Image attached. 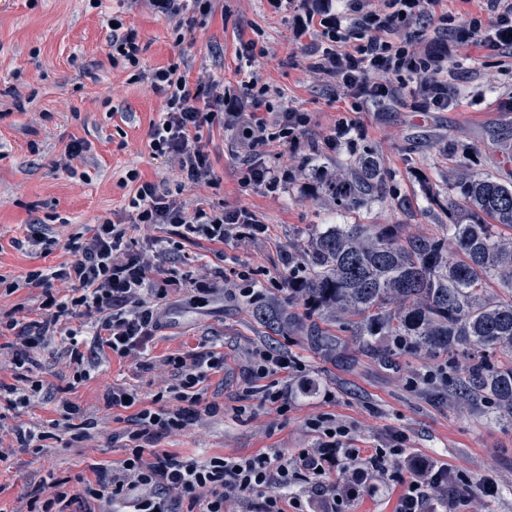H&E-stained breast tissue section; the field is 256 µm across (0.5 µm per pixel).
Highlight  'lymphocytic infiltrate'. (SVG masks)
Here are the masks:
<instances>
[{"label": "lymphocytic infiltrate", "instance_id": "obj_1", "mask_svg": "<svg viewBox=\"0 0 512 512\" xmlns=\"http://www.w3.org/2000/svg\"><path fill=\"white\" fill-rule=\"evenodd\" d=\"M148 2L156 13L173 20L177 32L193 29L198 17L208 16L214 8V0ZM487 2V18L469 22L472 34L480 41L512 48V0ZM436 5L437 0H383L382 9L366 12L362 0H304L293 22L296 34L318 31L323 48L310 67L333 78L352 100L354 111L406 89L415 98L417 111L445 112L454 106L441 78L447 56L400 33L405 23L416 21L435 34L453 35L455 16L437 11ZM108 47L112 67L135 70L137 79L150 80L164 94L160 118L151 126L149 148L153 157L176 165L183 184L212 181L213 167L201 146V131L222 126L234 129L240 145L248 150L242 184L271 192L281 189L285 178L279 166H261L255 158L271 144L296 150L309 118L296 109L275 107L257 71H250L233 89L216 79L190 82L175 63L142 71L139 34L132 28L113 33ZM126 180L133 192L122 218L92 225L82 241L68 242L70 261L34 269L21 282L0 276L6 294L27 287L41 289L43 295L37 317H29L20 305L4 325L17 355L12 362L13 383L0 382V401L5 404L0 432L11 436L7 445H0V463L34 446L32 432L6 428L4 420L7 410L28 406L41 392L37 355L54 343L61 319L86 320L69 331L65 347L73 380L79 383L90 378L107 354L133 358L147 354L163 328L162 305L185 284L180 268L193 262L184 251L186 244L199 239L221 243L231 236L254 239L267 231L248 208L227 211L201 202L189 212L172 190L142 180L138 172L128 171ZM143 224L163 227L166 234L142 242L133 231ZM175 253L181 256L180 266L163 267V260ZM162 363L174 382L150 403L137 404L122 385L105 395L107 408L129 412L121 433L126 456L120 464L93 465L91 476L80 479L74 488L63 479L40 484L38 497L27 502L26 512H117L121 505L131 512H224L225 503L240 495L257 497L259 512H312L316 506L323 512H343L341 501L327 497L323 481L328 462L341 459L385 480L404 483L396 512H427L430 491L447 484L466 489L471 484L464 474L425 464L418 465L414 484H405L393 467L402 453L399 444L368 454L347 447V427L328 414L310 422L318 435L316 446L289 459L275 452L193 462L156 448L160 434L185 430L199 411H219L218 403L207 401L204 383L223 371L224 356L212 350L182 352L166 356ZM301 369V362L286 353L258 350L250 371L255 384L245 389L244 399L258 395L287 409L288 387L279 377ZM299 486L307 488V495L296 494Z\"/></svg>", "mask_w": 512, "mask_h": 512}]
</instances>
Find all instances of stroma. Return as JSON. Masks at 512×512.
<instances>
[{
    "mask_svg": "<svg viewBox=\"0 0 512 512\" xmlns=\"http://www.w3.org/2000/svg\"><path fill=\"white\" fill-rule=\"evenodd\" d=\"M140 34L141 63L153 70L178 63L191 81L240 79L239 53L257 41L268 51L256 68L270 87L276 106L308 113L301 137L299 170L275 193L243 186L239 169L245 158L234 132L213 128L202 141L210 154L217 185L185 187L186 208L200 201L233 210L248 207L266 224L263 238L206 241L190 245L208 265L253 269L261 303L280 307L291 324L267 333L254 317L256 303L241 296L237 277L223 290L197 301L190 290L172 294L147 368L133 358L109 356L90 379L73 382L56 337L41 354L44 388L28 407L10 411L11 426L44 433L41 453H21L0 470V512H13L48 477L78 480L91 463L113 465L124 459L115 436L125 427L106 409L104 395L121 384L143 402L172 382L160 359L168 354L214 350L224 355L223 372L207 382L208 400L223 404L216 416H204L184 431L162 435L157 447L187 459L210 455L250 457L269 450L289 458L314 447L311 419L330 414L349 429L352 448L389 445L403 438L396 464L411 476L416 463L445 465L472 481L493 476L498 492L491 497L465 495L457 512H512V420L464 402L452 384L463 376L466 361L445 352L406 350L384 361L352 336L347 323L329 325L345 359L322 350L305 325L306 309L288 289L284 254L296 250L308 234L328 224H394L401 237L443 236L456 223L449 206L457 196L461 172L504 175L512 172V51L471 38L448 43V91L456 107L448 112H416L408 93H400L377 110L354 112L350 101L328 77L308 63L320 43L317 33L296 37L291 11H274L268 0H216L211 15L176 41L171 20L147 9L142 0H0V273L24 278L38 267L71 259L68 240L105 219L122 215L129 187L120 179L137 170L161 188H175L174 166L154 159L148 146L150 126L163 110L164 98L148 81H136L128 69L112 67L108 57L111 18ZM363 131L354 144L336 150L325 145L339 117ZM89 143L86 159H74L77 175L59 167L67 145ZM375 149L386 175L383 198L370 206L341 211L319 194L305 169L349 159ZM49 226L59 243L48 255L16 250L11 241L28 225ZM273 348L303 363L291 376L288 408L253 397L248 413H238L240 397L251 384L256 349ZM447 368V381L431 380ZM79 403L97 424L93 447L73 442L53 428L63 399ZM327 485L351 491L345 512H396L401 484L363 474L361 465L338 462L325 477Z\"/></svg>",
    "mask_w": 512,
    "mask_h": 512,
    "instance_id": "35a3bbf8",
    "label": "stroma"
}]
</instances>
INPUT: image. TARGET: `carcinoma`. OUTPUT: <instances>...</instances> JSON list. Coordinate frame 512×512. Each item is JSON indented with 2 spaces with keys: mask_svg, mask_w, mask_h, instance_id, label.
Instances as JSON below:
<instances>
[{
  "mask_svg": "<svg viewBox=\"0 0 512 512\" xmlns=\"http://www.w3.org/2000/svg\"><path fill=\"white\" fill-rule=\"evenodd\" d=\"M322 195L336 207H362L383 196L386 176L377 154L365 150L321 176ZM450 207L461 213L448 225L459 258L448 259L446 238L401 240L394 224H332L288 254V287L324 322L349 320L366 346L379 336L398 347L443 351L468 360L454 387L467 402H487L512 418V366L492 360L512 353V181L468 175ZM496 284L501 296L489 288ZM270 331L287 325L272 304L255 309Z\"/></svg>",
  "mask_w": 512,
  "mask_h": 512,
  "instance_id": "obj_1",
  "label": "carcinoma"
}]
</instances>
